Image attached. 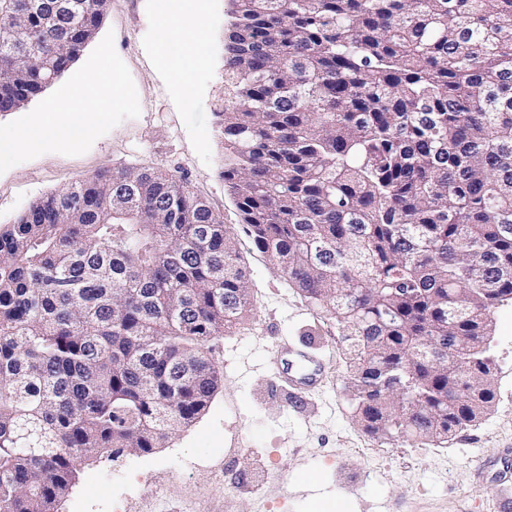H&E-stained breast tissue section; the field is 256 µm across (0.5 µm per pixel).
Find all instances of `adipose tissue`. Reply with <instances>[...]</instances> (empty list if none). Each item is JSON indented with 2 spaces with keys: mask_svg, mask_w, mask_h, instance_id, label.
Listing matches in <instances>:
<instances>
[{
  "mask_svg": "<svg viewBox=\"0 0 512 512\" xmlns=\"http://www.w3.org/2000/svg\"><path fill=\"white\" fill-rule=\"evenodd\" d=\"M157 39L153 53L159 66L178 84H186L190 69L204 60L203 0H157ZM116 76L100 62L73 87L63 88L58 105L48 107L7 138H0V160L19 147L46 140L71 142L106 119L118 96Z\"/></svg>",
  "mask_w": 512,
  "mask_h": 512,
  "instance_id": "ef3b65f1",
  "label": "adipose tissue"
}]
</instances>
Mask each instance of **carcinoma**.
I'll use <instances>...</instances> for the list:
<instances>
[{
	"label": "carcinoma",
	"mask_w": 512,
	"mask_h": 512,
	"mask_svg": "<svg viewBox=\"0 0 512 512\" xmlns=\"http://www.w3.org/2000/svg\"><path fill=\"white\" fill-rule=\"evenodd\" d=\"M0 16V89L94 40ZM224 182L252 244L349 342L359 424L443 439L494 398L512 299V0H229ZM249 280L220 216L126 165L0 233V503L54 512L89 461L161 448L221 383ZM467 343L448 356V337ZM407 391L370 390L375 370Z\"/></svg>",
	"instance_id": "cac0c4a2"
}]
</instances>
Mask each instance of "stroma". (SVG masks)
<instances>
[{"instance_id":"1","label":"stroma","mask_w":512,"mask_h":512,"mask_svg":"<svg viewBox=\"0 0 512 512\" xmlns=\"http://www.w3.org/2000/svg\"><path fill=\"white\" fill-rule=\"evenodd\" d=\"M228 8V0H205L207 61L183 88L152 52L155 0H111L95 39L57 84L25 108L0 113V133L13 132L104 58L122 101L81 140H48L0 163V231L50 193L104 170L149 166L175 175L220 215L250 285L241 323L207 344L223 375L207 411L164 447L86 464L57 512H317L338 497L351 512H497L499 476L512 472V300L493 314L488 411L444 440L378 438L358 424L334 320L253 248L224 184ZM283 345L325 362L323 386L296 396L278 386L271 358Z\"/></svg>"}]
</instances>
